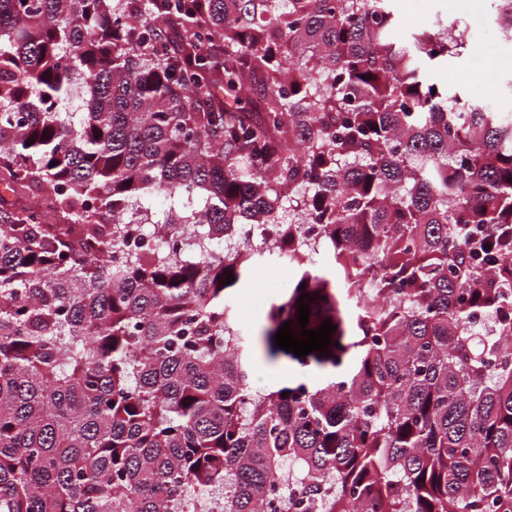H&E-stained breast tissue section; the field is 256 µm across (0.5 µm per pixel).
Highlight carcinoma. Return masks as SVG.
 <instances>
[{
	"label": "carcinoma",
	"instance_id": "obj_1",
	"mask_svg": "<svg viewBox=\"0 0 512 512\" xmlns=\"http://www.w3.org/2000/svg\"><path fill=\"white\" fill-rule=\"evenodd\" d=\"M391 2L0 0V512H512V115ZM240 224L296 269L258 335ZM263 230L261 231V229ZM240 239H250L259 237L262 247L268 250H272L278 247L279 240L278 236L271 232L270 224H264L260 228L254 227L253 224H241L240 225ZM295 370L285 359H281L275 364H269L259 358L254 363L251 386L255 391L265 392L287 381L294 375Z\"/></svg>",
	"mask_w": 512,
	"mask_h": 512
}]
</instances>
